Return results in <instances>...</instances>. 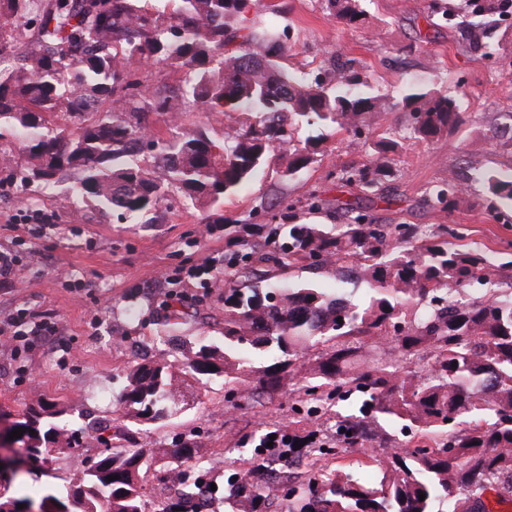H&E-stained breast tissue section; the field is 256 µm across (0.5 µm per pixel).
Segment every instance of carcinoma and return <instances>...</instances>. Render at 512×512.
Returning a JSON list of instances; mask_svg holds the SVG:
<instances>
[{"instance_id":"cac0c4a2","label":"carcinoma","mask_w":512,"mask_h":512,"mask_svg":"<svg viewBox=\"0 0 512 512\" xmlns=\"http://www.w3.org/2000/svg\"><path fill=\"white\" fill-rule=\"evenodd\" d=\"M330 17L356 26L358 0H325ZM503 0L468 6V40L483 46L485 19ZM248 0H179V10L148 14L129 0H0V57L13 49L6 26L35 27L37 47L0 67V126L27 156L22 180L50 186L64 172L78 174V194L135 219L170 191L217 201L255 178L279 144L283 175L305 168L327 134L295 139L303 126L361 138L384 111L342 68L336 80L296 77L278 57L288 53L285 31L255 33L242 26ZM133 61L184 73L177 92L157 94L151 107L168 118L192 105L224 117L221 140L200 127L173 126L169 139L152 138L135 122L143 84ZM400 130L379 134L364 162L342 170L341 186L370 197L390 173L392 156L408 138L429 146L465 123L455 97L410 88L392 106ZM59 112L90 117L72 127ZM147 145L158 149L164 177L120 163ZM489 195L487 215L512 210V173L480 172ZM467 187L453 181L428 190L427 202L453 215ZM272 253H233L224 268V349L202 345L182 363L185 382L224 374L241 409L264 396L291 402L288 455L322 451L314 415L350 398L336 413L345 449H357L379 468L376 484L351 472L322 469L288 489V512H489L484 495L512 497V260L496 265L480 246L461 243L457 224H371L350 206L340 224H285L268 219ZM336 271L333 291L286 277L296 265ZM355 280L368 299L352 302L339 285ZM372 346L383 352L364 360ZM247 347L270 364L256 368L240 356ZM215 370H210V367ZM172 365L152 360L134 367L122 394L134 425L161 420L177 394ZM386 424L414 432V441L381 444ZM240 439L256 448L239 468L224 499L231 512H269L272 459L263 444L281 428ZM14 428L45 459L49 432L33 412ZM180 448H121L88 474L75 504L79 512H143L139 485L156 458L178 459ZM118 476L109 481L107 477ZM424 500H419L420 494Z\"/></svg>"}]
</instances>
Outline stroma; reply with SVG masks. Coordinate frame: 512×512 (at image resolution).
<instances>
[{
  "instance_id": "1",
  "label": "stroma",
  "mask_w": 512,
  "mask_h": 512,
  "mask_svg": "<svg viewBox=\"0 0 512 512\" xmlns=\"http://www.w3.org/2000/svg\"><path fill=\"white\" fill-rule=\"evenodd\" d=\"M274 0H250L248 26L289 29L295 47L282 66L290 72L317 74L334 61L351 62V71L381 95L385 112L375 116L372 133L400 120L393 112L401 80L435 87L459 97L466 122L432 147L405 143L393 163L394 176L383 198L366 203L375 224L464 225L470 241L490 259L512 257V225L486 218L487 193L477 172L467 167L463 143L478 141L486 151L485 168L512 165V150L496 135L512 112V30L495 28L499 50L493 57L469 49L459 30L432 24L437 0H359L363 24L350 28L332 19L323 0H285L286 9L271 14ZM366 149L343 135L329 140L323 155L291 177L280 173L272 154L264 174L236 194L204 205L182 192L163 196L139 223L117 220L110 210L81 196L61 204L59 194L71 177L44 186L21 184L25 156L9 132L0 133V155L10 160L0 169V247L17 257L16 282L0 288V323L27 312L54 322L53 339L19 341L0 335V415L14 422L50 404L44 427H62L57 452L30 464L7 484L8 496L40 502L43 494L79 484L86 462L97 449L112 446L119 426V399L126 376L137 363L165 359L183 363L203 344H224V282L174 280L181 268L208 259L223 266L225 242L235 236L236 220L267 223L272 206L292 205L297 222L333 224L337 205L356 200L355 188H340L341 169L361 162ZM466 182L468 194L453 214L424 204L427 190L439 182ZM322 206L310 211V196ZM40 214V223L29 222ZM179 295L186 313L175 335H165L163 301ZM196 397L176 415L130 428L125 447L173 448L191 442L185 469L224 487L231 463L253 456L238 437L251 433L257 417L287 421L288 401L261 399L254 410L227 408L223 378L197 387Z\"/></svg>"
}]
</instances>
